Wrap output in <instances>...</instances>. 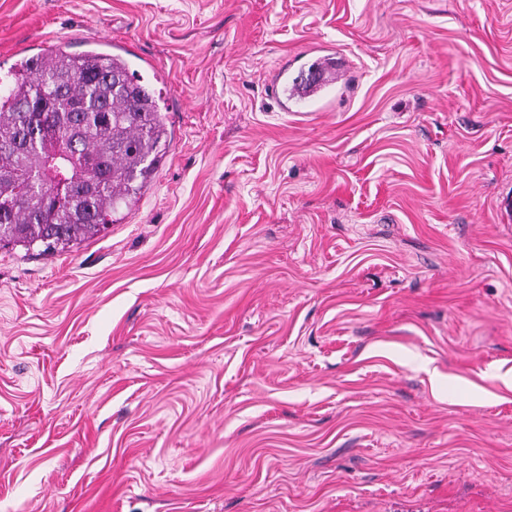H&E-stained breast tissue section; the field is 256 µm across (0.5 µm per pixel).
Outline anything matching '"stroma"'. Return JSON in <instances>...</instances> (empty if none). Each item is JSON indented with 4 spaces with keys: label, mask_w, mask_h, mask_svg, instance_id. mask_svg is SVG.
<instances>
[{
    "label": "stroma",
    "mask_w": 512,
    "mask_h": 512,
    "mask_svg": "<svg viewBox=\"0 0 512 512\" xmlns=\"http://www.w3.org/2000/svg\"><path fill=\"white\" fill-rule=\"evenodd\" d=\"M53 44L171 143L0 247V512H512V0H0Z\"/></svg>",
    "instance_id": "1"
}]
</instances>
